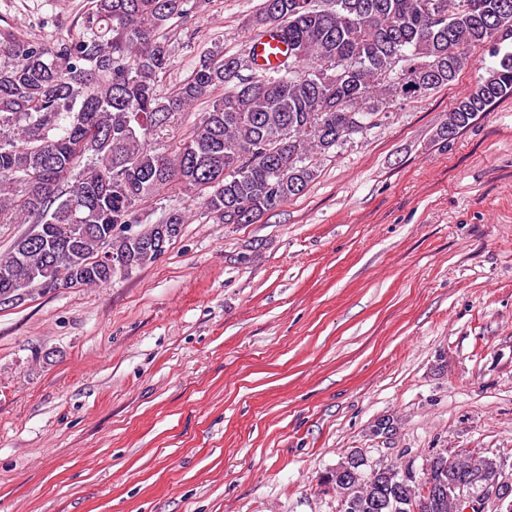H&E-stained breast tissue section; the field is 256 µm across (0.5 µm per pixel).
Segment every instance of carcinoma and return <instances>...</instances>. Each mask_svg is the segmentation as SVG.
I'll list each match as a JSON object with an SVG mask.
<instances>
[{
    "instance_id": "obj_1",
    "label": "carcinoma",
    "mask_w": 512,
    "mask_h": 512,
    "mask_svg": "<svg viewBox=\"0 0 512 512\" xmlns=\"http://www.w3.org/2000/svg\"><path fill=\"white\" fill-rule=\"evenodd\" d=\"M189 0H89L79 31L53 42L0 28V224H40L0 255V283L66 287L63 275L93 265L108 225L141 224L142 205L165 189L201 199L218 224H254L302 194L317 177L314 158L360 132L393 97L416 86L403 67L426 69L427 89L453 82L469 52L485 44L498 65L459 98L437 139L450 142L497 100L512 96V0H263L257 37L275 32L288 54L274 73L244 78L252 59L219 51L162 97L171 21ZM205 105L171 152L151 146L180 112ZM188 223L172 209L137 232L112 234V268L81 286H104L154 262ZM361 451L338 468L339 512H399L419 499L410 467L365 472ZM448 481V456L426 459ZM456 476L473 490L500 470L482 452L457 457ZM445 493L427 512H459Z\"/></svg>"
}]
</instances>
